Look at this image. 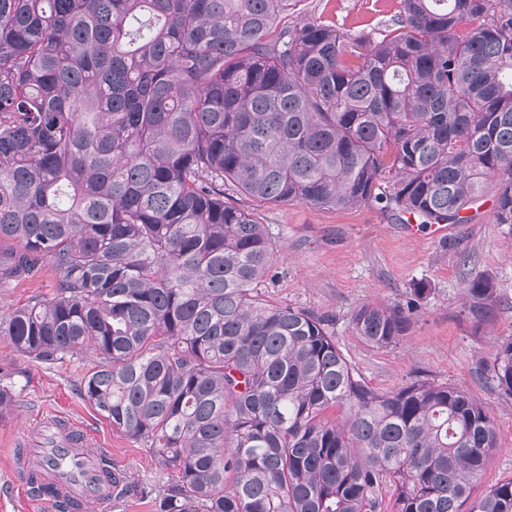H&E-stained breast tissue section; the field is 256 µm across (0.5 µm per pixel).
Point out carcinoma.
Returning <instances> with one entry per match:
<instances>
[{
    "instance_id": "cac0c4a2",
    "label": "carcinoma",
    "mask_w": 512,
    "mask_h": 512,
    "mask_svg": "<svg viewBox=\"0 0 512 512\" xmlns=\"http://www.w3.org/2000/svg\"><path fill=\"white\" fill-rule=\"evenodd\" d=\"M288 6L0 0V288L56 277L0 336L99 359L79 393L174 472L160 512H381L389 492L397 512H512V479L472 497L487 408L368 385L330 318L262 294L258 218L375 202L462 224L495 178L512 226V0H400L373 39ZM466 296L485 315L494 283ZM351 325L387 348L411 315L365 304ZM489 370L512 397V338Z\"/></svg>"
}]
</instances>
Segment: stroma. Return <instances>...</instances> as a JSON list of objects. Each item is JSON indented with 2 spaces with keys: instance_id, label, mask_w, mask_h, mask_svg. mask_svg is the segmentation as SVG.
I'll use <instances>...</instances> for the list:
<instances>
[{
  "instance_id": "stroma-1",
  "label": "stroma",
  "mask_w": 512,
  "mask_h": 512,
  "mask_svg": "<svg viewBox=\"0 0 512 512\" xmlns=\"http://www.w3.org/2000/svg\"><path fill=\"white\" fill-rule=\"evenodd\" d=\"M398 0H297L294 22L324 21L362 35L390 22ZM496 179H489L468 223L452 224L444 239L415 235L406 218L378 204L324 210L305 204L269 206L262 222L277 241L276 274L262 292L268 300L332 317L336 344L360 377L379 390H395L429 378L467 391L488 407L498 433L475 492L512 478V398L502 396L487 370L497 343L512 336V226L493 220ZM492 278L496 303L487 318L471 310L465 285ZM429 291L413 298L418 283ZM415 301L412 326L393 347L375 348L355 336L352 313L365 304ZM96 365L80 361L35 363L0 336V369L17 383L15 406L0 413V512H51L11 470L35 416L81 426L106 448L113 466L133 490L113 499L107 512H159L173 483L143 444L113 430L78 393L81 378Z\"/></svg>"
}]
</instances>
